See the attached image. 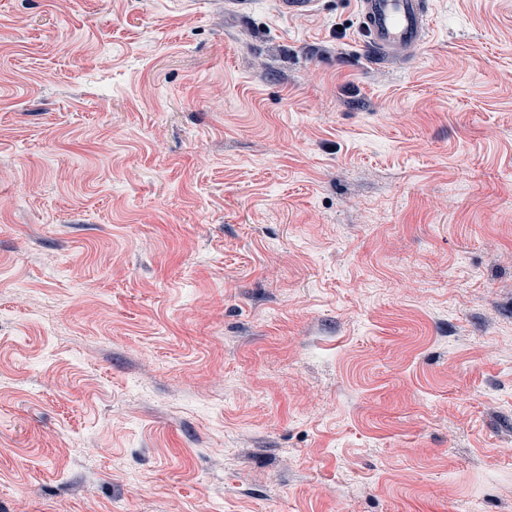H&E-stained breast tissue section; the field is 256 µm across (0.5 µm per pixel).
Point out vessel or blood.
Listing matches in <instances>:
<instances>
[{"label": "vessel or blood", "mask_w": 512, "mask_h": 512, "mask_svg": "<svg viewBox=\"0 0 512 512\" xmlns=\"http://www.w3.org/2000/svg\"><path fill=\"white\" fill-rule=\"evenodd\" d=\"M356 3L365 43L386 63H403L430 37L429 0H356Z\"/></svg>", "instance_id": "1"}]
</instances>
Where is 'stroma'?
<instances>
[{
    "mask_svg": "<svg viewBox=\"0 0 512 512\" xmlns=\"http://www.w3.org/2000/svg\"><path fill=\"white\" fill-rule=\"evenodd\" d=\"M0 0V512H512V0ZM429 0H356L367 47L392 65L420 50L432 29Z\"/></svg>",
    "mask_w": 512,
    "mask_h": 512,
    "instance_id": "obj_1",
    "label": "stroma"
}]
</instances>
